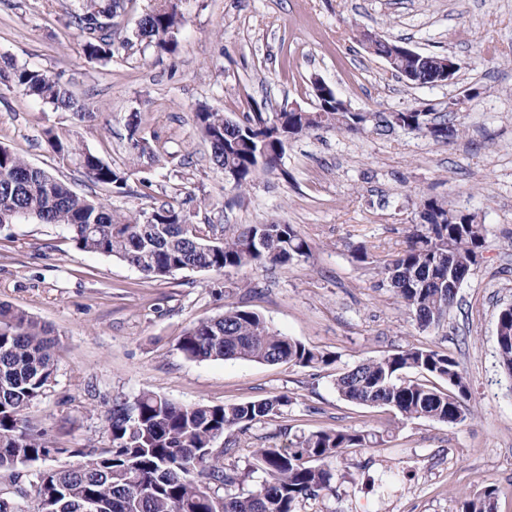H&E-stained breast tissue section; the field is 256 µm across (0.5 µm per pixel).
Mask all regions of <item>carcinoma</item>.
Returning a JSON list of instances; mask_svg holds the SVG:
<instances>
[{
	"label": "carcinoma",
	"instance_id": "obj_1",
	"mask_svg": "<svg viewBox=\"0 0 512 512\" xmlns=\"http://www.w3.org/2000/svg\"><path fill=\"white\" fill-rule=\"evenodd\" d=\"M181 0H158L141 16L136 38L158 54L172 53L183 25ZM125 0H87L75 16L87 35L83 51L89 59L108 62L129 44L112 39L115 19ZM442 55L399 59L391 68L413 71L429 84ZM0 84L16 88L55 111L70 112L79 122L92 117L64 85L27 66L0 70ZM193 122L210 144L212 161L233 174L232 189L251 183L258 152L263 169L278 168L286 142L319 131L359 134L369 126L424 132L423 124L439 127L436 140L458 135L448 119L430 112H254L235 121L206 106L193 112ZM45 142L59 163L72 164L88 180L122 192L126 172L112 167L83 147L68 131L43 130ZM423 222L413 226L404 250L377 265L379 285L388 286L414 316L421 330L438 329L448 318L455 282H466L479 263L485 243L477 216L457 219L448 201H423ZM62 224L75 247L86 253L116 257L161 280L180 270L223 274L256 263L287 266L311 254L293 224H250L224 236L221 224H186L182 204L164 201L151 211H121L109 203L76 193L65 181L0 146V224L22 217ZM496 342L500 363L512 376V305L499 311ZM59 343L51 330L24 310L0 306V512H14L11 496H32L33 512L49 505L54 512H84L89 501L97 512H296L305 499L336 493L335 465L349 448H365L369 435L343 429L303 433L288 445L256 449L250 471L265 479L247 494L234 491L238 471L224 466L233 454L232 438L288 405L286 393L224 404H183L151 390L133 400L116 397L108 410L103 448H72L80 464L39 472L37 484L22 468L58 451L45 432L31 427L27 411L54 383ZM178 349L194 361L246 360L260 364L288 363L324 370L336 357L310 348L270 327L254 312L228 307L224 314L188 326ZM431 377L447 384L440 389ZM333 385L345 401L358 406L389 407L402 419H429L460 424L472 415L469 386L460 363L429 347L408 346L368 359L335 375ZM461 512H496L495 490L462 501Z\"/></svg>",
	"mask_w": 512,
	"mask_h": 512
}]
</instances>
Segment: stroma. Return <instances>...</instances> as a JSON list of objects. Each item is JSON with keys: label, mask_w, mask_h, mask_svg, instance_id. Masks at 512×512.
<instances>
[{"label": "stroma", "mask_w": 512, "mask_h": 512, "mask_svg": "<svg viewBox=\"0 0 512 512\" xmlns=\"http://www.w3.org/2000/svg\"><path fill=\"white\" fill-rule=\"evenodd\" d=\"M81 4L0 0V68L40 69L94 110L77 123L0 85V145L117 209L148 210L181 194L190 223L223 225L228 236L249 224L296 225L312 255L284 267L182 270L153 280L119 259L77 250L63 225L21 219L0 227V302L52 327L60 345L55 382L29 412L58 448L46 466L75 464L71 449L99 438L116 395L149 389L184 404H221L285 392L288 406L240 437L226 465L245 469L254 448L323 428L377 436L337 463L335 495L301 502L297 512H459L465 496L489 488L498 512H512V376L496 344L498 312L512 304V0H182L177 49L162 55L133 39L154 0H129L113 35L130 45L107 63L83 51L73 20ZM363 29L453 55L456 82L403 80L361 44ZM316 78L364 111L428 103L443 114L462 88L480 95L457 113L462 132L454 139L321 131L288 145L278 169L259 171L245 193L232 191L194 126V109L203 104L232 119L295 103L311 109ZM50 126L74 130L123 169L124 191L60 167L43 139ZM134 138L143 153L131 154ZM431 197L476 214L485 245L447 325L423 331L354 253L366 248L379 263L403 250ZM229 306L336 362L316 373L186 359L183 330ZM409 345L461 363L474 416L460 425L403 421L338 396L336 373Z\"/></svg>", "instance_id": "obj_1"}]
</instances>
